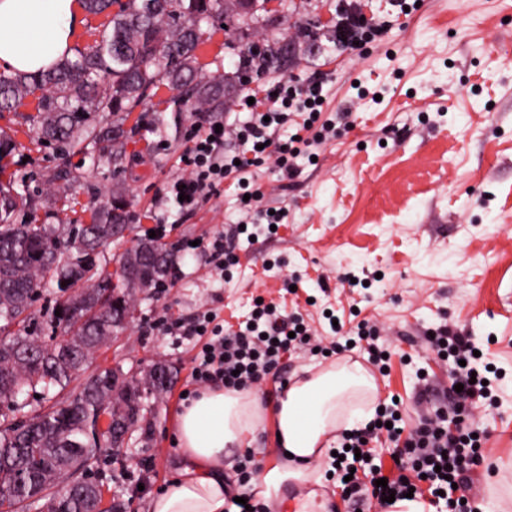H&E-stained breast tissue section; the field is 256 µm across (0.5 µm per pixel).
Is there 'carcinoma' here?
I'll return each instance as SVG.
<instances>
[{
	"label": "carcinoma",
	"mask_w": 512,
	"mask_h": 512,
	"mask_svg": "<svg viewBox=\"0 0 512 512\" xmlns=\"http://www.w3.org/2000/svg\"><path fill=\"white\" fill-rule=\"evenodd\" d=\"M91 14H112L111 32L95 44L35 73H0V112L15 111L23 100L37 96V114L26 121L37 138L72 149H86L90 166L125 157L124 124L135 108L152 96L166 79L191 98L207 105L237 95L243 87L239 71L206 77L199 73L195 52L203 43V24L224 18V0H80ZM269 55L252 60L258 75L283 74L290 55L276 54L278 42L266 44ZM0 135V175L5 159L16 149ZM28 199L12 179L0 181V320L10 325L22 317L51 281L64 297L48 316L47 326L63 338L50 345L23 329L0 337V404L12 405L26 388L41 387L47 404L18 419L0 416V512H92L100 489L83 473L104 453L119 455L112 423L98 427L99 416L112 420V391L125 386L120 368L89 375L78 391L69 389L106 341L125 330L133 316L134 293L168 275L175 253L156 240H136L118 261L115 272L98 268L97 258L129 223V212L112 201L91 208L90 224H32L18 215ZM117 294L123 310L104 305ZM168 369L155 366L149 374L150 393L167 388ZM121 418L141 419L142 396L127 391Z\"/></svg>",
	"instance_id": "cac0c4a2"
}]
</instances>
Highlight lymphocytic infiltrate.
Here are the masks:
<instances>
[{"instance_id":"lymphocytic-infiltrate-1","label":"lymphocytic infiltrate","mask_w":512,"mask_h":512,"mask_svg":"<svg viewBox=\"0 0 512 512\" xmlns=\"http://www.w3.org/2000/svg\"><path fill=\"white\" fill-rule=\"evenodd\" d=\"M389 30V22L363 18L359 7L340 0L336 10L339 51L356 52L358 45L384 37ZM324 85V76L318 75L301 85L290 79L281 81L272 91L245 88L239 107L247 113V120L221 126L211 121L198 123L190 135L187 172L168 185L167 196L180 198L181 209L189 211L210 199L217 186L230 178L247 194L240 207L251 215L257 232H264L266 225L280 224L281 212L270 215L259 209L263 194L252 175L271 162L281 177L294 178L298 158L314 156L321 145L336 137L335 120L323 114ZM216 318L212 311L176 318L164 321L162 330L183 338L197 337L203 329L210 331L213 340L196 353L191 377L193 382L219 384L228 390L256 387L308 336L301 316L279 313L276 305L265 302L254 304L234 330L224 329ZM429 343L437 355L451 358L462 392L454 394L451 402H440L433 417L421 420L411 431L401 427L398 407L392 404L377 406L373 420L342 434L337 450L340 463L327 474L340 481L346 498L363 503L392 495L400 501L408 493L419 499L428 492L433 502L447 503V512H473L471 504L456 502L455 494L471 489L484 459L483 440L474 436L467 419L470 404L489 398L493 391L487 382L489 369L475 357L472 338L447 326L433 328ZM383 437L399 458V473L390 478L368 459L355 456L356 450ZM357 465L363 468L362 476H351V468ZM380 478L386 479V486H377Z\"/></svg>"}]
</instances>
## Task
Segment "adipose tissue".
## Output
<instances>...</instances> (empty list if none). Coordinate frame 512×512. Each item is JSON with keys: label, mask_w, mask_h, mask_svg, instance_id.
Here are the masks:
<instances>
[{"label": "adipose tissue", "mask_w": 512, "mask_h": 512, "mask_svg": "<svg viewBox=\"0 0 512 512\" xmlns=\"http://www.w3.org/2000/svg\"><path fill=\"white\" fill-rule=\"evenodd\" d=\"M80 9L79 0H0V67L31 73L52 66L71 47ZM375 389L373 377L355 363L288 384L267 408L253 392L207 390L178 417V442L187 465L153 500L152 512H225L228 490L217 466L225 450L244 446L267 415L294 469H267L260 479L263 495L277 492L289 474H313L324 438L365 417L360 409L344 411L345 400Z\"/></svg>", "instance_id": "adipose-tissue-1"}]
</instances>
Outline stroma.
Segmentation results:
<instances>
[{
  "instance_id": "obj_1",
  "label": "stroma",
  "mask_w": 512,
  "mask_h": 512,
  "mask_svg": "<svg viewBox=\"0 0 512 512\" xmlns=\"http://www.w3.org/2000/svg\"><path fill=\"white\" fill-rule=\"evenodd\" d=\"M224 38L223 28H211L197 51L201 73L235 69L238 59ZM310 42L287 76L303 83L324 75V110L342 115L343 124L316 161L299 158L294 179L272 167L259 170L262 207H287L288 219L274 235L241 241L228 283L212 275L206 249L235 229L238 187L224 182L191 212L164 189L186 172L182 157L200 116L232 123L238 113L204 114L191 101L183 111L166 113L163 137L152 133V115L144 113L142 124L130 119L124 125L122 166L93 171L83 153L38 143L25 121L36 112L34 99L0 112V132L19 144L8 170L32 199L29 219L54 224L65 214L72 223L88 222L91 205L118 189L129 205L131 230L106 247L102 265L114 269L135 238L148 233L177 250L163 287L137 292L133 322L93 360L126 371L168 366L169 387L148 399L150 425L135 431L131 457L120 463L100 457L91 475L107 493L128 501L129 512H150L152 500L184 468L176 424L198 390L190 380L196 340L164 335L160 322L213 310L234 326L262 297L302 314L315 345L331 342L327 314L347 321L356 309L376 323L378 343L391 358L386 373L374 376L373 396L358 405L371 410L399 399L409 428L433 411L414 397L422 382L438 397L451 394L447 363L431 352L427 329L445 324L472 336L499 373L495 398L469 409L473 427L486 436L473 491L480 512H512V0H419L361 56L337 52L324 31L313 32ZM360 85L382 89V99L358 98ZM63 166L81 175L67 203L52 183ZM183 240L197 242V249L180 248ZM350 272L371 277V287H350ZM287 279L297 280L296 293L284 290ZM346 359L364 365L369 353L357 347L323 358L296 350L256 392L269 402L306 368ZM246 455L265 468L281 463L271 418L255 426L243 448L226 453L225 476L235 477ZM325 471L318 465L292 486L318 492L317 512H351Z\"/></svg>"
}]
</instances>
